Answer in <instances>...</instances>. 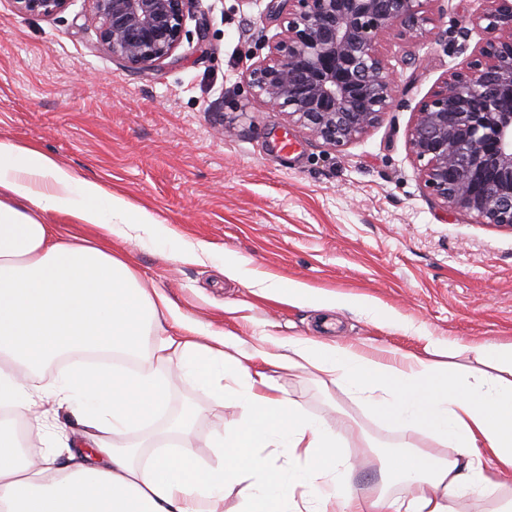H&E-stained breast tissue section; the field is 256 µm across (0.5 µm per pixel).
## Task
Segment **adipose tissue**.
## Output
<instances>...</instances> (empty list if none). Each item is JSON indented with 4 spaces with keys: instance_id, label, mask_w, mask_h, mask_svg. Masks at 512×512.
<instances>
[{
    "instance_id": "obj_1",
    "label": "adipose tissue",
    "mask_w": 512,
    "mask_h": 512,
    "mask_svg": "<svg viewBox=\"0 0 512 512\" xmlns=\"http://www.w3.org/2000/svg\"><path fill=\"white\" fill-rule=\"evenodd\" d=\"M97 229L63 237L49 214ZM173 240V229L122 195L79 176L35 147L0 141V512H454V500L485 486L484 465L512 472V344L474 351L485 369L472 378L438 370L414 354L387 362L311 339L278 342L277 352L243 351L231 334L197 330L167 296L145 288L115 237ZM170 326L154 349L178 353L186 375L230 404L238 420L216 433L215 462L194 450V409L172 427L177 444L140 461L123 442L167 405L168 384L153 372L98 362L72 365L45 394L83 426L89 454L23 448L15 428L32 403L22 374L79 352L138 357L152 328ZM313 369L373 405L409 435L426 428L456 450L437 462L398 453L386 474L405 490L341 495L353 464L335 433L283 395L270 367Z\"/></svg>"
}]
</instances>
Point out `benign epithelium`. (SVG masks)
Returning a JSON list of instances; mask_svg holds the SVG:
<instances>
[{
    "instance_id": "obj_1",
    "label": "benign epithelium",
    "mask_w": 512,
    "mask_h": 512,
    "mask_svg": "<svg viewBox=\"0 0 512 512\" xmlns=\"http://www.w3.org/2000/svg\"><path fill=\"white\" fill-rule=\"evenodd\" d=\"M70 0H14L51 17ZM99 44L142 70L174 53L197 0H91ZM426 0H282V32L248 83L310 136L343 147L377 125L395 80L379 49L393 30L416 40L434 19ZM484 41L418 105L408 135L425 186L450 212L512 228V0H486Z\"/></svg>"
}]
</instances>
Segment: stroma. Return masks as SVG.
Returning a JSON list of instances; mask_svg holds the SVG:
<instances>
[{
  "label": "stroma",
  "mask_w": 512,
  "mask_h": 512,
  "mask_svg": "<svg viewBox=\"0 0 512 512\" xmlns=\"http://www.w3.org/2000/svg\"><path fill=\"white\" fill-rule=\"evenodd\" d=\"M486 0H429L426 36L382 37L396 92L382 120L338 148L287 124L254 96L247 73L282 31L277 0H196L178 63L132 70L97 43L90 0H70L53 17L19 12L0 0V140L35 146L105 190L146 208L177 234L174 241L113 239L147 287L170 298L199 329L215 327L253 347L311 338L383 360L416 354L471 370L473 345L512 343V229L449 212L422 177L408 134L418 104L462 66L484 39L475 18ZM206 39L197 36L198 25ZM291 151H282V144ZM205 241L209 257L178 258L184 241ZM237 255L259 274L332 292L336 307L292 303L270 288L225 276ZM383 311L359 310L363 299ZM461 346L448 356L445 347ZM134 369L162 372L166 411L125 444L166 433L184 406L197 411L194 444L211 458L209 438L238 419L214 405L210 390L183 376L177 354L160 362L145 351ZM282 392L345 440L355 493L401 490L382 480L401 449L399 431L349 392L307 372L276 373ZM23 447L77 442L80 424L64 409L33 412L18 427ZM370 449H363L361 439ZM489 489L463 493L457 512H494L512 493V474H492Z\"/></svg>",
  "instance_id": "1"
}]
</instances>
